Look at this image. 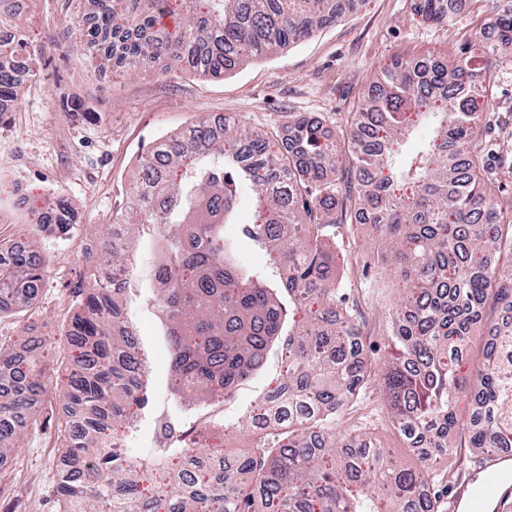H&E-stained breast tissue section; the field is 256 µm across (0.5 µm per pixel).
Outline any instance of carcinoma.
<instances>
[{"instance_id":"1","label":"carcinoma","mask_w":512,"mask_h":512,"mask_svg":"<svg viewBox=\"0 0 512 512\" xmlns=\"http://www.w3.org/2000/svg\"><path fill=\"white\" fill-rule=\"evenodd\" d=\"M76 2L96 8L82 30L84 64L95 65L110 39L116 59L138 69L165 57L211 76L309 38L353 5ZM174 13L185 23L172 34L161 20ZM489 29L494 42L482 33L430 72L418 62L381 71L351 121L347 164L305 117L288 125L286 155L264 132L201 119L138 157L139 181L86 255L89 273L64 329L67 362L57 379L69 414L58 425L59 512H443L431 491L433 457L512 448V322L493 324L480 372L461 367L486 305L512 310V206L503 210L492 194L482 157L484 110L500 61L512 58V0H498ZM19 91L0 63V100ZM244 188L257 215L242 232L270 254L267 271L241 270L224 235ZM343 197L401 277L379 392L394 429L419 449L412 466L394 462L367 431L336 441L342 411L373 379L339 281L344 244L333 211ZM52 228L74 229L66 205ZM143 234L162 243L153 303L176 396L231 398L283 340L286 377L248 417L247 453L199 447L206 430L195 424L167 426L172 439L148 458L124 443L146 402L147 365L125 297ZM41 268L33 251L1 252L0 294L19 269L35 291ZM44 378L23 361L0 376L13 387L0 402V459L15 448L19 423L38 424L34 396ZM463 395L473 397L464 423Z\"/></svg>"}]
</instances>
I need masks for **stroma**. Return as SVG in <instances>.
Segmentation results:
<instances>
[{"instance_id":"obj_1","label":"stroma","mask_w":512,"mask_h":512,"mask_svg":"<svg viewBox=\"0 0 512 512\" xmlns=\"http://www.w3.org/2000/svg\"><path fill=\"white\" fill-rule=\"evenodd\" d=\"M422 4L358 0L352 11L310 39L244 62L221 78L196 76L162 60L148 72L115 65L113 80L106 83L79 63V37H72L70 47L53 46L76 13L72 0H30L18 33L40 54L33 80L23 83L10 111L0 112V247L31 245L44 263L36 293L15 301L14 313L0 316V344L14 357L38 358L48 374L35 405L40 425L21 429L14 450L0 463V512H58V424L64 399L53 371L65 353L62 329L84 271L81 246L96 242L113 212L126 207L141 151L200 118L245 121L275 133L282 146L289 122L303 116L320 120L339 157H347L349 119L381 68L397 61L449 60L477 38L497 6L496 0H455L450 14L440 17L426 14ZM482 147L495 196L512 201V63L499 67L485 108ZM20 182L40 188L43 208L65 200L74 213L72 233L36 226L33 214L14 198ZM344 241L345 286L360 316L365 354L377 369L386 354L389 317L399 306V282L382 262L381 242L368 225L350 224ZM153 257L152 249L144 248L134 290L150 393L141 421L127 433L133 448L157 446L156 421L162 417L186 426L207 414L235 426L258 411L286 362L281 344H273L263 366L229 400L206 410L175 402L166 343L146 286ZM361 427L373 432L398 463H414L413 450L391 427L377 393L360 395L344 410L336 438L344 440ZM431 464L434 489L447 500L478 462L471 455L461 461L442 456Z\"/></svg>"}]
</instances>
